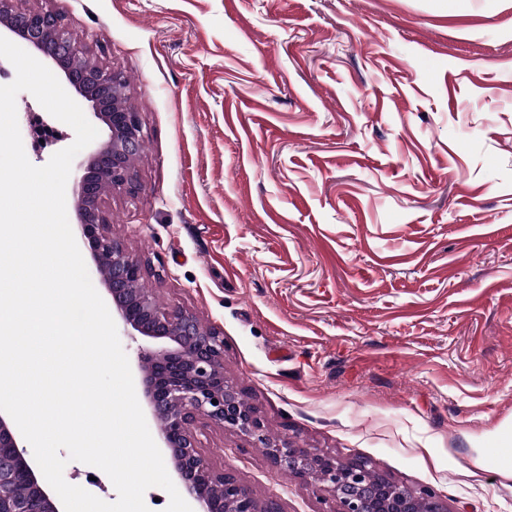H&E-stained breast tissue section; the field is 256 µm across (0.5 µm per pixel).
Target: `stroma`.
<instances>
[{"mask_svg":"<svg viewBox=\"0 0 512 512\" xmlns=\"http://www.w3.org/2000/svg\"><path fill=\"white\" fill-rule=\"evenodd\" d=\"M128 81L147 132L112 230L169 308L224 333L270 435L448 512H512V0H16ZM28 160L75 133L16 98ZM280 512L328 492L198 420ZM65 480L112 502L100 469Z\"/></svg>","mask_w":512,"mask_h":512,"instance_id":"35a3bbf8","label":"stroma"}]
</instances>
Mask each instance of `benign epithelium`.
<instances>
[{
  "mask_svg": "<svg viewBox=\"0 0 512 512\" xmlns=\"http://www.w3.org/2000/svg\"><path fill=\"white\" fill-rule=\"evenodd\" d=\"M0 26L55 63L109 131L108 139L79 163L82 175L74 189L79 236L90 248L93 277L104 287L112 313L131 335L149 342L137 364L144 397L195 512H280L275 500H257L235 477L204 463L194 433L200 419L248 436L267 449L281 472L324 485L334 500L331 512H446L434 490L411 491L374 478L366 459L337 464L285 439L270 440L256 408L224 376L223 333L188 310L164 307L142 287L141 261L112 234L101 209L104 188L131 196L137 190L133 162L145 134L139 113L125 103L124 75L93 62L84 40L53 12H16L11 0H0ZM0 512H64L59 496L28 457L15 422L2 411Z\"/></svg>",
  "mask_w": 512,
  "mask_h": 512,
  "instance_id": "obj_1",
  "label": "benign epithelium"
}]
</instances>
